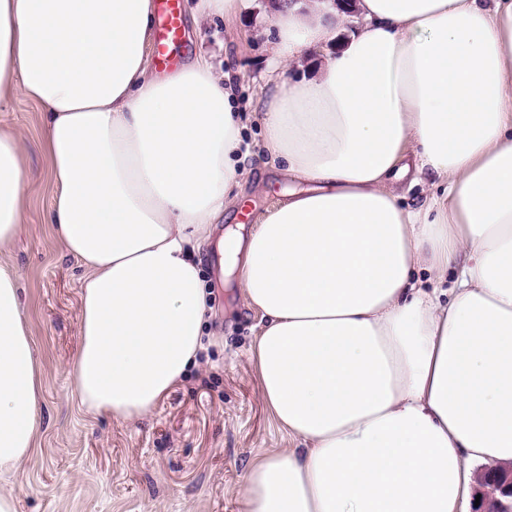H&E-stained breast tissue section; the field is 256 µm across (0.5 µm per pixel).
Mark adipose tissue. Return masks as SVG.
<instances>
[{
    "label": "adipose tissue",
    "mask_w": 512,
    "mask_h": 512,
    "mask_svg": "<svg viewBox=\"0 0 512 512\" xmlns=\"http://www.w3.org/2000/svg\"><path fill=\"white\" fill-rule=\"evenodd\" d=\"M263 155L294 183L218 241L260 317V393L295 445L262 455L244 512H459L512 463V0H279ZM154 0H0V102L43 114L48 222L84 270L72 388L133 421L197 365L198 254L240 206L229 76L150 69ZM315 75L283 70L305 53ZM24 144L0 130V249L25 229ZM429 182L424 205L396 185ZM455 270L450 292L417 274ZM43 368L0 264V477L30 456Z\"/></svg>",
    "instance_id": "adipose-tissue-1"
}]
</instances>
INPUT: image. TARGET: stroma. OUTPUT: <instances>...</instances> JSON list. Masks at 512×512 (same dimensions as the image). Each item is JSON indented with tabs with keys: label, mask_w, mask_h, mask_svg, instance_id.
<instances>
[{
	"label": "stroma",
	"mask_w": 512,
	"mask_h": 512,
	"mask_svg": "<svg viewBox=\"0 0 512 512\" xmlns=\"http://www.w3.org/2000/svg\"><path fill=\"white\" fill-rule=\"evenodd\" d=\"M197 0H181L176 66L207 56L230 73L240 102L270 75L263 33L274 14L255 8L227 19L192 20ZM0 130L18 133L29 185L26 230L0 251L20 274L22 302L44 371L42 428L29 458L6 484L17 512H241L239 491L250 465L288 447L260 392L250 349L259 318L238 289L224 287L215 246L199 258L211 291L199 364L147 417L126 421L84 412L69 371L79 348L83 270L51 236L50 194L37 105L17 97L0 106Z\"/></svg>",
	"instance_id": "stroma-1"
}]
</instances>
